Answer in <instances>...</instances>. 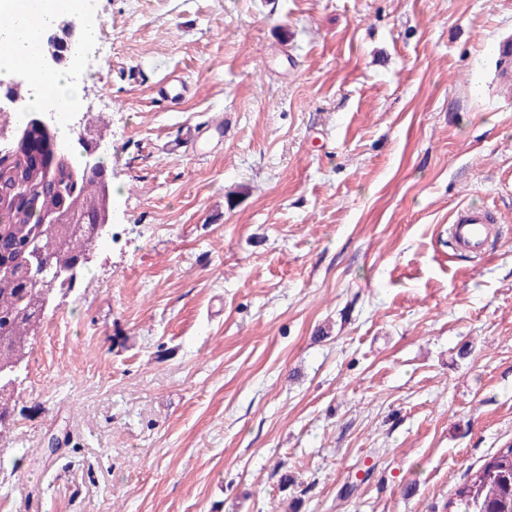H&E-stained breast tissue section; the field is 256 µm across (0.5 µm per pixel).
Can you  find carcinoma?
I'll use <instances>...</instances> for the list:
<instances>
[{"instance_id": "carcinoma-1", "label": "carcinoma", "mask_w": 512, "mask_h": 512, "mask_svg": "<svg viewBox=\"0 0 512 512\" xmlns=\"http://www.w3.org/2000/svg\"><path fill=\"white\" fill-rule=\"evenodd\" d=\"M38 116L26 108L19 112L0 111V131L20 128ZM10 154L8 166L0 164V262L11 261L18 248L34 254L31 266L16 264L0 277V342L6 352H28L31 325L43 318V302L53 278L76 264L80 255L94 249L87 233L98 214V179L80 176L76 191L57 179L64 169V154L47 152L43 165L31 168L27 147L0 142V153ZM56 213L57 223L47 224L44 216ZM448 512H512V444L498 449L466 480L448 500Z\"/></svg>"}]
</instances>
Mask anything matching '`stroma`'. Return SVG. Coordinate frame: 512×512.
I'll return each mask as SVG.
<instances>
[{
    "mask_svg": "<svg viewBox=\"0 0 512 512\" xmlns=\"http://www.w3.org/2000/svg\"><path fill=\"white\" fill-rule=\"evenodd\" d=\"M75 24L104 30L77 72L114 235L32 341L0 512H448L512 443V0ZM463 205L499 219L486 253L448 235ZM493 54L497 62H501L496 71L499 84L512 89V36L500 37L493 46Z\"/></svg>",
    "mask_w": 512,
    "mask_h": 512,
    "instance_id": "35a3bbf8",
    "label": "stroma"
}]
</instances>
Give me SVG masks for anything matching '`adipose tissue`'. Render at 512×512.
I'll return each mask as SVG.
<instances>
[{"label": "adipose tissue", "instance_id": "obj_1", "mask_svg": "<svg viewBox=\"0 0 512 512\" xmlns=\"http://www.w3.org/2000/svg\"><path fill=\"white\" fill-rule=\"evenodd\" d=\"M84 13V0H0V44L9 47L0 53V81L12 79L16 70L26 71L34 88L31 108H41L47 98L64 113L81 105L83 90L71 72L46 74L41 34L53 20Z\"/></svg>", "mask_w": 512, "mask_h": 512}]
</instances>
